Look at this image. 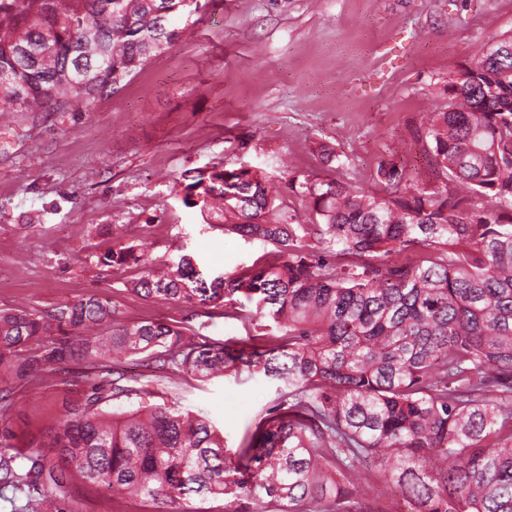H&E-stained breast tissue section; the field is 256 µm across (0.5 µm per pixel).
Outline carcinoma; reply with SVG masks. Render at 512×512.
Here are the masks:
<instances>
[{
    "instance_id": "cac0c4a2",
    "label": "carcinoma",
    "mask_w": 512,
    "mask_h": 512,
    "mask_svg": "<svg viewBox=\"0 0 512 512\" xmlns=\"http://www.w3.org/2000/svg\"><path fill=\"white\" fill-rule=\"evenodd\" d=\"M200 0H0V112H90L180 40ZM448 104L424 127L433 185L406 188L378 163L381 194L331 178L289 181L308 221L263 172H200L187 185L212 224L272 245L277 258L210 277L188 254L155 270L131 246L107 267L141 265L128 289L150 300L234 303L279 335L264 345L126 323L97 295L49 310L0 308V446L16 395L82 368V401L40 444L0 454L12 512H83L75 479L155 512L232 494L258 512H386L362 488L365 462L406 512H512V37L448 75ZM210 380L246 368L284 384L280 404L229 453L205 416L171 404L109 410L139 395L114 358Z\"/></svg>"
}]
</instances>
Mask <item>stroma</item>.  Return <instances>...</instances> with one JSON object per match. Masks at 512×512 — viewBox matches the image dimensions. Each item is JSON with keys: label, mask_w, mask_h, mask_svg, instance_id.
Instances as JSON below:
<instances>
[{"label": "stroma", "mask_w": 512, "mask_h": 512, "mask_svg": "<svg viewBox=\"0 0 512 512\" xmlns=\"http://www.w3.org/2000/svg\"><path fill=\"white\" fill-rule=\"evenodd\" d=\"M509 36L512 0H207L172 49L94 111L0 117V308L96 294L126 322L180 323L226 343L275 334L270 319L250 320L248 301L228 310L143 300L126 288L139 267L98 258L120 242L156 263L183 251L227 277L269 259V246L205 224L184 204L193 169L258 168L295 208L290 177L343 173L372 193L385 159L405 165L409 187L428 186L422 116L444 108L450 73ZM20 127L31 140L17 137ZM323 144L336 152L328 166ZM118 363L147 402L207 414L232 449L282 387L245 369L200 381L152 376L136 357ZM82 391L46 380L19 395L8 426L18 440L38 438ZM74 496L83 512H148L82 481Z\"/></svg>", "instance_id": "obj_1"}]
</instances>
